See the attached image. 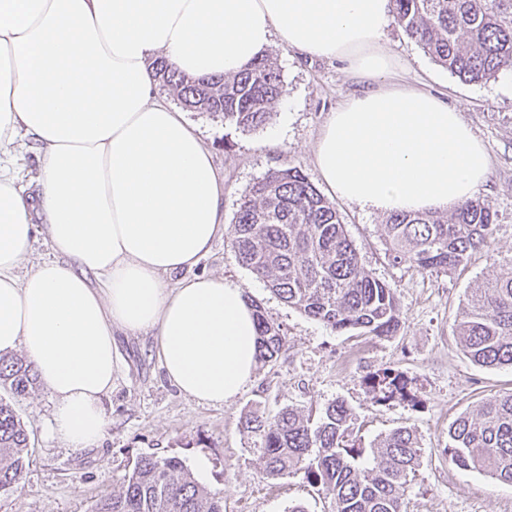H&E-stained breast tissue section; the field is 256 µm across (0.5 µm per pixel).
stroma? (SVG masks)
I'll return each instance as SVG.
<instances>
[{"label": "stroma", "mask_w": 512, "mask_h": 512, "mask_svg": "<svg viewBox=\"0 0 512 512\" xmlns=\"http://www.w3.org/2000/svg\"><path fill=\"white\" fill-rule=\"evenodd\" d=\"M399 63V78L454 105L485 144L490 172L478 196L490 199L498 218L492 251L474 252L454 273H424L388 255L385 215L343 200L336 209L364 268L393 288L401 328L376 337L360 330L338 333L288 306L235 255L232 222L237 202L269 169L290 161L327 192L312 149L331 112L355 91L343 63L308 57L272 45L288 85L273 126L242 132L205 113H189L224 179V232L196 273L224 277L243 289L279 325L286 349L257 364L250 382L233 399L207 404L183 396L166 378L152 334L119 335L112 391L103 404L107 434L99 447L73 450L51 438L47 423L54 400L45 387L14 403L30 435L24 478L0 494V512H91L95 502L117 493L138 456L179 457L188 470L207 463L201 484L223 497L224 512H331L329 499L302 475L271 479L240 427L247 411L273 413L284 407L319 410L344 402L365 445L404 427L417 437L420 465L404 492L405 512H512V484L453 464L445 448L448 428L483 399L512 391V368L478 365L466 355L457 323L471 288L512 261V85L505 78L466 83L435 63L396 23L383 38ZM391 371L408 382L410 396L377 403L367 375Z\"/></svg>", "instance_id": "1"}]
</instances>
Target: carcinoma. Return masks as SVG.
Wrapping results in <instances>:
<instances>
[{"mask_svg":"<svg viewBox=\"0 0 512 512\" xmlns=\"http://www.w3.org/2000/svg\"><path fill=\"white\" fill-rule=\"evenodd\" d=\"M403 32L438 65L464 82L481 83L512 72V0H390ZM158 88L192 112L224 119L243 132L271 122L287 84L268 54L232 76H190L166 59L152 61ZM497 212L476 197L443 214L395 212L385 220L389 256L422 272L447 273L470 253L490 248ZM238 261L290 307L334 331L363 330L393 336L401 327L395 292L361 266L334 203L303 171L288 162L268 170L241 195L234 217ZM258 360L269 362L286 347L281 328L260 305ZM470 358L484 366L512 367V262L472 289L458 324ZM38 376L30 363L0 354V390L30 394ZM378 402L405 394V381L388 371L367 378ZM241 426L271 478L301 473L331 500L332 512H404L402 496L421 457L416 437L397 428L365 452L352 411L333 401L313 413L283 408L249 411ZM29 434L13 404L0 397V492L19 484ZM446 453L457 466L512 483V393L488 397L481 409L459 417L448 430ZM92 512H224V498L208 492L177 457H137L121 490L99 499Z\"/></svg>","mask_w":512,"mask_h":512,"instance_id":"1","label":"carcinoma"}]
</instances>
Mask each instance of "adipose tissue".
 Instances as JSON below:
<instances>
[{"label":"adipose tissue","instance_id":"1","mask_svg":"<svg viewBox=\"0 0 512 512\" xmlns=\"http://www.w3.org/2000/svg\"><path fill=\"white\" fill-rule=\"evenodd\" d=\"M390 18L389 0H0V353L23 351L53 396L51 437L103 438L116 333H154L168 380L205 403L257 365L242 288L193 272L224 230V181L156 96L155 58L231 75L277 42L346 62L364 88L313 148L333 195L382 214L473 198L487 149L446 100L396 81ZM23 136L39 151L33 199L10 172ZM37 216L53 257L23 274Z\"/></svg>","mask_w":512,"mask_h":512}]
</instances>
